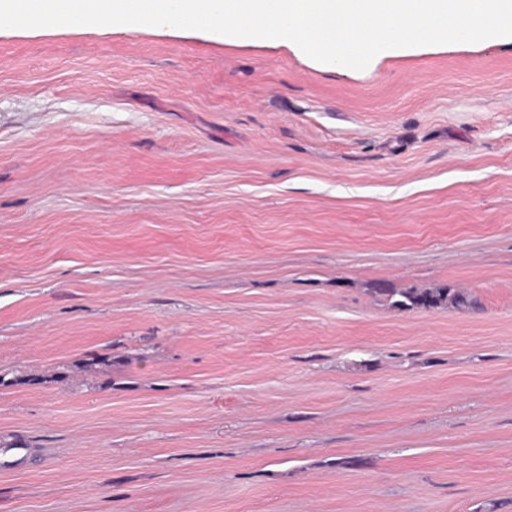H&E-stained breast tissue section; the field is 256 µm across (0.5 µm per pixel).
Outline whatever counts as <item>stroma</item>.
Here are the masks:
<instances>
[{
	"instance_id": "1",
	"label": "stroma",
	"mask_w": 512,
	"mask_h": 512,
	"mask_svg": "<svg viewBox=\"0 0 512 512\" xmlns=\"http://www.w3.org/2000/svg\"><path fill=\"white\" fill-rule=\"evenodd\" d=\"M0 512H512V44L0 28ZM388 296L391 301L393 300L392 305L398 308H436L447 304L456 308H465L470 305V301L463 293L450 294L448 288H437L424 292L397 291ZM396 296L398 298L394 299Z\"/></svg>"
}]
</instances>
